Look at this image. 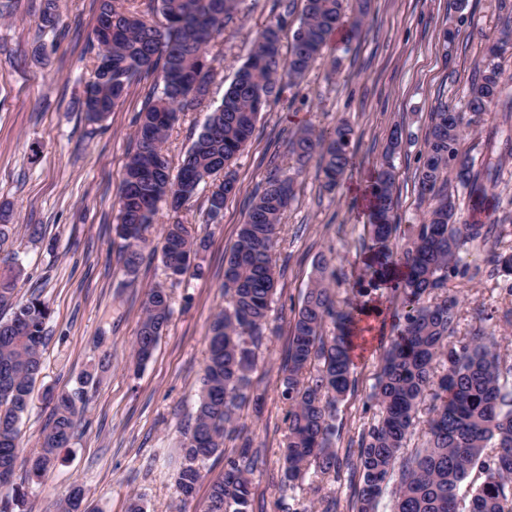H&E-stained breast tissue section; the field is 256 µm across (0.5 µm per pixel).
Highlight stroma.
I'll list each match as a JSON object with an SVG mask.
<instances>
[{
	"label": "stroma",
	"instance_id": "35a3bbf8",
	"mask_svg": "<svg viewBox=\"0 0 512 512\" xmlns=\"http://www.w3.org/2000/svg\"><path fill=\"white\" fill-rule=\"evenodd\" d=\"M42 0H18L0 19V209L20 233L7 242L24 267L18 300L40 290L51 310L44 367L22 421L25 448L36 447L52 405L45 389L78 387L84 373L89 390L82 421L42 484L33 486L13 512H53L72 485H81L90 512H127L140 495L145 512H203L211 485L224 475V459L210 458L195 495L180 502L176 473L181 434L194 411L207 356L206 337L224 306V254L234 243L253 191L264 183L268 162L285 139L312 123L323 130L345 123L354 134L355 166L338 194L320 188L309 166L298 179L297 198L282 231L277 265L284 271L272 305L277 331L257 352L252 380L264 389L261 404L247 402L239 416L262 450L253 475L254 512H282V439L288 410L281 397L280 369L288 347L289 321L301 305L319 258L336 257V293L369 309L354 358L355 389L339 404L336 448L357 450L359 435L374 416L364 403L375 382L379 356L397 333L402 314L386 285L364 275L371 242L364 189L379 166L390 128L401 124L405 143L395 156L397 222L418 224L425 211L414 190L425 133L439 103L461 107L483 48L500 26L498 0H373L361 37L334 41L300 86L285 90L256 123L251 145L234 169L241 191L224 205L221 223L202 221L203 198L184 213L207 247L198 272L174 286V313L152 357L136 364L133 345L145 291L164 280L160 242L171 220L160 210L136 276L117 261V200L133 121L152 77L135 83L124 103L102 123L89 122L79 100L91 76L94 49L88 37L98 15L97 0H58L56 32L39 35ZM276 0H243L241 13L218 37L214 49L213 101H221L255 37L274 21ZM494 208L481 213L496 225L501 248L512 247V157L503 162L492 190ZM43 227L40 241L25 228ZM486 249L461 250L469 274L460 279L457 333L469 335L476 310L501 317L512 307L503 278L483 266Z\"/></svg>",
	"mask_w": 512,
	"mask_h": 512
}]
</instances>
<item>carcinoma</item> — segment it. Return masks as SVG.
<instances>
[{"label":"carcinoma","mask_w":512,"mask_h":512,"mask_svg":"<svg viewBox=\"0 0 512 512\" xmlns=\"http://www.w3.org/2000/svg\"><path fill=\"white\" fill-rule=\"evenodd\" d=\"M242 0H99L93 41L98 52L92 80L81 109L90 121H102L144 74L158 73L134 124L135 147L128 154L118 197L122 240L118 258L127 275L136 274L146 234L160 205L179 213L221 174L222 181L206 199L204 222L239 191L231 166L251 141L259 113L309 70L347 27L346 41L361 35L368 0H304L288 57L281 55V32L288 27L289 3L256 37L222 102L210 107L213 78L210 53L224 27L238 13ZM499 37L486 55L496 58L512 48V4ZM57 26V0H43L41 29ZM500 72L491 65L478 70L459 112L437 107L426 134L425 156L415 187L428 203L424 220L408 225L399 252L393 240L399 225L393 212L396 173L386 160L371 187L372 223L365 225L374 249L366 274L390 284L392 298L404 309L399 335L384 352L373 391L365 406L376 407L375 421L360 435L357 452L339 456L335 448L336 408L352 386V340L363 309L336 306V278L327 259L315 267L311 287L291 324L281 396L288 403L284 439V487L303 483L310 471L349 473L353 498L350 512H377L384 494L391 512H512V358L501 354L495 331L484 327L456 336L460 300L451 291L459 269L460 250L467 243L488 244L495 226L461 221L448 194L450 174L468 188L471 210L490 206L489 186L499 176L503 159L512 156V138L502 147L488 142L485 160L459 149L463 133L476 118L502 106L512 119V96H503ZM210 109L201 131L183 153L177 172L164 149L179 115ZM352 129L338 125L324 132L312 125L285 140V167L275 155L265 183L249 200L243 224L224 263V295L228 305L214 318L208 356L192 422L183 431V461L177 487L191 498L203 478V464L225 452L229 436L240 444L224 456V477L211 486L204 512H250L252 475L263 463L260 449L240 425L238 411L263 394L252 386L255 355L270 325L277 287L276 254L282 241V219L295 198V184L311 162L323 174L321 188L334 193L353 166ZM204 247L190 224L180 219L165 225L161 261L166 279L182 282L192 260ZM488 263L512 276V253L490 247ZM22 268L14 261L0 275V485L14 481L19 458L20 425L28 412L35 383L43 370V348L51 310L42 294L32 292L19 302L16 280ZM27 311L20 323L17 311ZM134 344L137 362L153 354L171 318L167 288H150ZM93 375L80 386L54 398L50 423L39 448L28 458L29 479H41L61 449L71 445L84 410ZM426 413L424 445L408 447L421 413ZM338 512L340 501L327 494L304 504H283V512ZM56 512H86L84 490L74 485L54 504Z\"/></svg>","instance_id":"obj_1"}]
</instances>
